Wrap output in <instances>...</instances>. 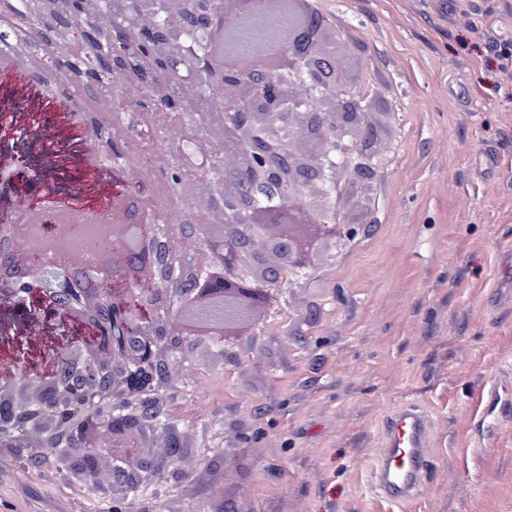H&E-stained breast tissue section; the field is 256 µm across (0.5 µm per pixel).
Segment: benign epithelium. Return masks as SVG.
Returning <instances> with one entry per match:
<instances>
[{
    "label": "benign epithelium",
    "mask_w": 512,
    "mask_h": 512,
    "mask_svg": "<svg viewBox=\"0 0 512 512\" xmlns=\"http://www.w3.org/2000/svg\"><path fill=\"white\" fill-rule=\"evenodd\" d=\"M160 2L142 0L132 11L127 0H31L33 16L58 24L51 59L29 57L41 74L52 64L63 67L72 85L94 86L103 77L118 88L135 82L151 102L161 92L159 75L174 66V51H189L187 27L206 21L204 37L211 44L217 33L251 17L243 8L247 0H222L224 8L217 14L214 0H184L186 10L166 11L167 20L160 24L155 20ZM72 21L96 46L91 68L67 51ZM5 37L18 41L9 9L0 6V40ZM350 59L349 47L331 33L324 17L299 16L276 56H240L224 67L219 84L223 110H202L203 87L185 79L180 99L192 151L173 160L157 150V173L146 186L112 196V232H104L101 247L92 236L81 251L72 250V232L93 217L73 202H57L64 224L39 223L45 211L33 202L29 220L16 214L0 219V301L22 307L35 295L48 304L50 314L89 330L82 338L62 335L50 360L63 358L68 368L57 376L16 353L10 378L18 388L8 394L0 388V443L13 440L19 427L31 423L34 431L12 445V452L24 456L45 437L58 436L64 442L60 459L75 477H87L104 460L112 461L116 477L95 489L112 500L115 512H126L132 497L152 499L155 472L182 480L178 463L151 453L160 437L170 448H183L178 428L167 420L171 365L194 348L213 352L217 342L228 340L225 329L215 326L189 335L190 313L202 299L264 310L272 296L270 284L309 263L310 233L335 242L356 235L365 223L360 191L376 176L373 157L382 126L373 120L376 101L352 83L335 79L336 67ZM216 128L221 132L217 141L224 143V167L207 168L214 140L206 131ZM135 139L133 130L115 119L112 133L94 147L103 163L112 149H120L125 173L137 185L143 162ZM181 166L202 170L198 178L178 185L192 204L191 217L143 233L152 216L166 208L171 184L165 174ZM20 174L38 186L42 198L56 199L55 187L19 160L13 171L0 168V184L7 186ZM199 212H220L225 221L238 218L254 230L229 242V225L198 227ZM37 232L52 249L27 253L22 269H16L17 247ZM175 278L192 285L176 299L166 287ZM102 372L110 374V448L88 441L98 419L83 422L73 414V397L96 395L92 376Z\"/></svg>",
    "instance_id": "1"
}]
</instances>
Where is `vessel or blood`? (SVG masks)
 Segmentation results:
<instances>
[{
  "label": "vessel or blood",
  "mask_w": 512,
  "mask_h": 512,
  "mask_svg": "<svg viewBox=\"0 0 512 512\" xmlns=\"http://www.w3.org/2000/svg\"><path fill=\"white\" fill-rule=\"evenodd\" d=\"M431 423L418 405L403 403L388 415L381 448L376 451L370 488L385 500L402 504L422 496L429 485Z\"/></svg>",
  "instance_id": "vessel-or-blood-1"
}]
</instances>
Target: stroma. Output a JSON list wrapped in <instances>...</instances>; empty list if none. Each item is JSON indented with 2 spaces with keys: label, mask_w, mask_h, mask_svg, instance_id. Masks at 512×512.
Listing matches in <instances>:
<instances>
[{
  "label": "stroma",
  "mask_w": 512,
  "mask_h": 512,
  "mask_svg": "<svg viewBox=\"0 0 512 512\" xmlns=\"http://www.w3.org/2000/svg\"><path fill=\"white\" fill-rule=\"evenodd\" d=\"M355 46L350 79L386 104L366 223L285 276L228 353L186 357L168 398L190 473L155 512H512V415L489 429L476 391L512 402V0H317ZM0 307V367L46 364ZM432 422V482L403 506L368 479L384 416ZM105 498L60 461L0 452V512H95Z\"/></svg>",
  "instance_id": "obj_1"
}]
</instances>
